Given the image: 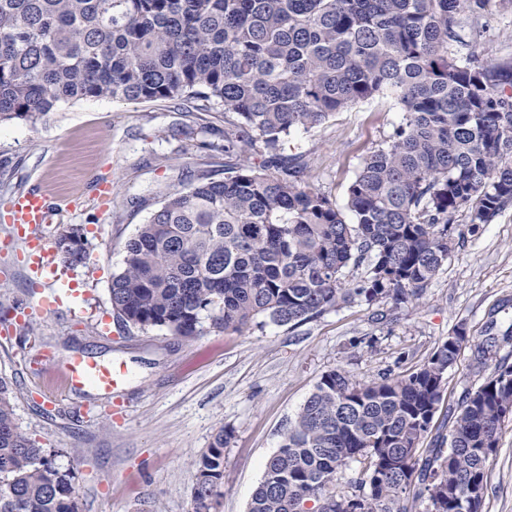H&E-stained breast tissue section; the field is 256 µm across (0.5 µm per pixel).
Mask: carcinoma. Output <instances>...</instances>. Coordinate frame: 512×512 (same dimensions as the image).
Returning a JSON list of instances; mask_svg holds the SVG:
<instances>
[{"instance_id":"1","label":"carcinoma","mask_w":512,"mask_h":512,"mask_svg":"<svg viewBox=\"0 0 512 512\" xmlns=\"http://www.w3.org/2000/svg\"><path fill=\"white\" fill-rule=\"evenodd\" d=\"M489 2L0 0V122L88 98L224 111V151L239 161L168 193L125 245L109 296L126 327L192 338L296 329L356 300L401 306L448 261L459 207L473 233L512 202V60L488 62L460 35ZM377 98L402 121L363 158L340 208L281 156L282 141ZM65 240L57 255L82 263L86 247ZM465 341L460 324L413 370L370 382L325 372L247 512H413L419 501L482 512L486 465L512 420V363L463 391L448 436L421 447ZM231 436L219 429L193 461L192 512H211ZM60 456L20 429L0 379V512H80ZM353 462V492L330 488Z\"/></svg>"}]
</instances>
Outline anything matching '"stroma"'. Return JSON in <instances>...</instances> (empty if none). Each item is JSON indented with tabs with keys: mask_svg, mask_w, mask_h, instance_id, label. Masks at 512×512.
Listing matches in <instances>:
<instances>
[{
	"mask_svg": "<svg viewBox=\"0 0 512 512\" xmlns=\"http://www.w3.org/2000/svg\"><path fill=\"white\" fill-rule=\"evenodd\" d=\"M484 59L512 57V5L493 0L481 19ZM402 119L398 105L371 100L336 113L310 131L292 133L283 155L307 162L312 187L336 205L370 151ZM235 153L224 150V113L194 100L125 104L90 98L61 105L42 121L0 123V205L20 192L47 195L43 232L82 227L87 266L59 268L79 294L75 308L30 325L0 321V378L12 388L16 420L44 447L67 454L81 512H191L192 462L218 428L231 430L224 483L213 512H247L268 459L320 376L334 368L358 380L405 372L425 361L457 324L469 336L447 375L433 433H448V410L478 387L501 359L512 361V203L470 232L467 210L452 252L423 297L341 306L297 329L267 325L194 338L118 326L109 300L125 245L164 195L198 175L223 178ZM112 197L101 204L100 183ZM0 223V305H37L34 285ZM495 339L483 369L476 343ZM75 355L123 366L112 391L68 387L63 371ZM483 512H512V422L487 466Z\"/></svg>",
	"mask_w": 512,
	"mask_h": 512,
	"instance_id": "obj_1",
	"label": "stroma"
}]
</instances>
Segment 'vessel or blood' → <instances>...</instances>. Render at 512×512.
Segmentation results:
<instances>
[{
	"instance_id": "vessel-or-blood-1",
	"label": "vessel or blood",
	"mask_w": 512,
	"mask_h": 512,
	"mask_svg": "<svg viewBox=\"0 0 512 512\" xmlns=\"http://www.w3.org/2000/svg\"><path fill=\"white\" fill-rule=\"evenodd\" d=\"M48 214L49 202L46 195L26 192L10 199L7 214L0 219L10 224L23 240L25 250L21 254V261L31 280L36 282L56 272L54 252L40 233ZM118 377L117 369L103 367L80 357L68 363L65 374L70 385L91 384L105 389L111 388Z\"/></svg>"
}]
</instances>
